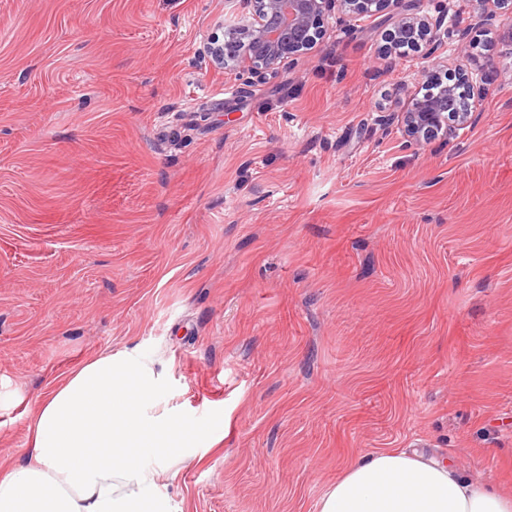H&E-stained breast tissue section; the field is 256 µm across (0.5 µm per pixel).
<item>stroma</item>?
<instances>
[{"label":"stroma","instance_id":"stroma-1","mask_svg":"<svg viewBox=\"0 0 512 512\" xmlns=\"http://www.w3.org/2000/svg\"><path fill=\"white\" fill-rule=\"evenodd\" d=\"M325 16L258 81L206 51L249 0H0V468L31 403L138 351L223 438L157 482L184 512H317L357 455L452 454L512 495V13ZM495 81L416 145L428 75ZM401 8L393 27L390 30L389 37L393 41H399L415 50L426 49V54L431 55L434 51L430 40L432 22L426 16L419 13H405Z\"/></svg>","mask_w":512,"mask_h":512}]
</instances>
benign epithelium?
Instances as JSON below:
<instances>
[{
    "instance_id": "1",
    "label": "benign epithelium",
    "mask_w": 512,
    "mask_h": 512,
    "mask_svg": "<svg viewBox=\"0 0 512 512\" xmlns=\"http://www.w3.org/2000/svg\"><path fill=\"white\" fill-rule=\"evenodd\" d=\"M253 21L250 26L233 27L224 31V39L207 47L214 64L225 68L229 64L261 80L305 53L316 44L323 18L340 5L350 18L372 13L382 0H250ZM480 17L488 23L496 18L498 10L512 0H480ZM431 20L419 13L400 11L389 32L390 39L415 50L433 53L430 40ZM456 85H445L434 98L409 97V109L404 113V133L413 143L427 142L443 131L466 127L475 111L489 93V77L469 87L473 100L470 108L458 112L440 111V98L455 97Z\"/></svg>"
}]
</instances>
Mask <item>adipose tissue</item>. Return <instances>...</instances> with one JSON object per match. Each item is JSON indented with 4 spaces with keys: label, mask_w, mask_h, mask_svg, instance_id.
I'll return each mask as SVG.
<instances>
[{
    "label": "adipose tissue",
    "mask_w": 512,
    "mask_h": 512,
    "mask_svg": "<svg viewBox=\"0 0 512 512\" xmlns=\"http://www.w3.org/2000/svg\"><path fill=\"white\" fill-rule=\"evenodd\" d=\"M28 462L0 470V512H183L154 481L178 474L193 445L162 405L152 360L104 353L38 396ZM317 512H512V498L460 476L451 457L375 450L359 455Z\"/></svg>",
    "instance_id": "ef3b65f1"
}]
</instances>
